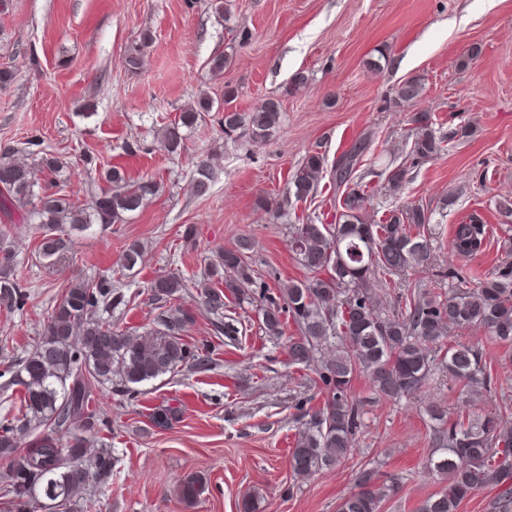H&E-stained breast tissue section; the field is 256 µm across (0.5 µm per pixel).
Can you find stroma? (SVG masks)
I'll use <instances>...</instances> for the list:
<instances>
[{
	"mask_svg": "<svg viewBox=\"0 0 512 512\" xmlns=\"http://www.w3.org/2000/svg\"><path fill=\"white\" fill-rule=\"evenodd\" d=\"M9 0L0 12V69L14 73L0 88V145L38 141L41 150L68 164L63 192L73 203L90 201L98 169L122 167L130 180L154 178L159 190L143 209L109 228L94 226L77 237L56 267L35 256L39 225L20 214H0V231L16 255L14 274L30 299L23 310L0 307V372L16 367L33 349L64 284L76 276L111 273L117 287L136 297L114 320L139 331L155 312L146 289L158 275L188 283L181 303L196 311L189 343L211 338L210 314L198 306L203 258L233 247L247 235L262 287L305 279L290 246L293 224L336 221V189L323 179L312 198L273 218L262 200L277 201L312 151L327 164L360 139L370 150L360 170L371 196L369 218L382 221L394 204L432 212L434 260L429 270L375 276L383 305L410 288L442 293L448 272L465 268L482 278L512 265V223L497 209L512 200V0ZM252 32L248 45L238 27ZM143 44L140 69L124 64L129 47ZM231 63L213 76L211 59ZM387 55L383 71L369 61ZM303 72L297 93L288 81ZM425 84L415 107L394 106L395 86L409 77ZM235 91L234 107L246 111L279 99L283 119L266 142L225 139L220 115L206 113L181 151L157 142L156 131L206 95L222 101ZM432 113L448 133L463 122L475 134L450 143L436 158L411 170L398 195L385 190V167L410 148L413 111ZM209 162L214 182L197 197L192 177ZM478 216L489 231L484 251L461 259L451 248L454 225ZM196 248L185 247L187 227ZM147 249L141 267L122 274L131 242ZM239 344H217L220 364L208 374L179 372L149 385L138 402L95 391L97 408L112 423V478L87 486L83 512H240L251 499L255 512H337L355 492V476L372 468L397 478L399 489L381 512H416L442 481L428 469L434 451L429 406L449 416L503 410L512 427V349L473 327L451 332L449 343L473 344L494 377L491 389L462 402L445 373H435L416 397L375 399L364 376L351 391L363 403L355 451L333 469L294 475L288 465L302 409L318 408L324 395L312 371L288 363L282 341L265 336L257 308L242 304ZM206 478L203 494L188 502L181 486Z\"/></svg>",
	"mask_w": 512,
	"mask_h": 512,
	"instance_id": "35a3bbf8",
	"label": "stroma"
}]
</instances>
